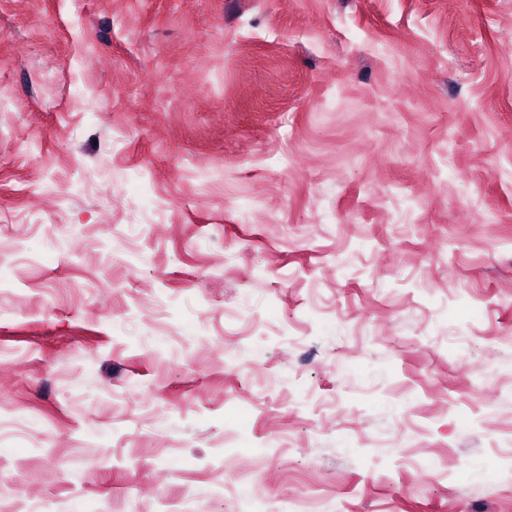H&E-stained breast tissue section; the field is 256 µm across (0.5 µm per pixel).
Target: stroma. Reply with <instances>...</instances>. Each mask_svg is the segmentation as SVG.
Returning <instances> with one entry per match:
<instances>
[{
  "label": "stroma",
  "instance_id": "35a3bbf8",
  "mask_svg": "<svg viewBox=\"0 0 512 512\" xmlns=\"http://www.w3.org/2000/svg\"><path fill=\"white\" fill-rule=\"evenodd\" d=\"M0 512H512V0H0Z\"/></svg>",
  "mask_w": 512,
  "mask_h": 512
}]
</instances>
